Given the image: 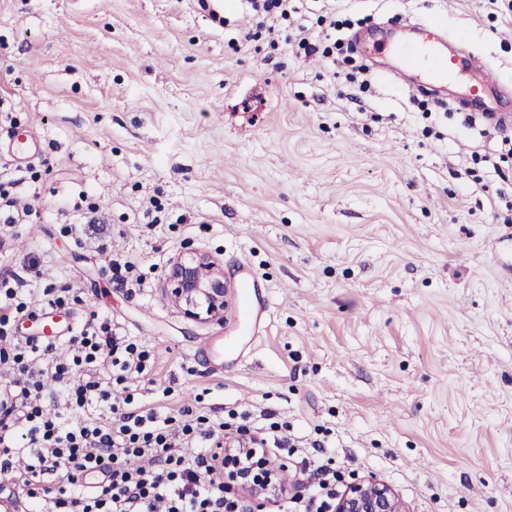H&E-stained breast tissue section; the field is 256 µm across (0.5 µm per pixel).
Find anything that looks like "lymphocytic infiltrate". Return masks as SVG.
I'll return each instance as SVG.
<instances>
[{
	"label": "lymphocytic infiltrate",
	"mask_w": 512,
	"mask_h": 512,
	"mask_svg": "<svg viewBox=\"0 0 512 512\" xmlns=\"http://www.w3.org/2000/svg\"><path fill=\"white\" fill-rule=\"evenodd\" d=\"M27 272L0 279V367L13 375L0 389V475L42 512H245L224 484L228 471L251 473V495L278 512L300 503L304 512H333L341 474L332 461L316 467L303 496L261 468L274 450L293 447L286 425L252 430L244 410L217 422L198 405L136 401L130 382L149 370L153 354L111 320L81 323L62 356L54 343L16 336L14 320L36 304L39 262ZM50 473L59 476L51 488ZM91 474L101 482L87 483Z\"/></svg>",
	"instance_id": "lymphocytic-infiltrate-1"
}]
</instances>
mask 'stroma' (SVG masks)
Returning a JSON list of instances; mask_svg holds the SVG:
<instances>
[{
    "mask_svg": "<svg viewBox=\"0 0 512 512\" xmlns=\"http://www.w3.org/2000/svg\"><path fill=\"white\" fill-rule=\"evenodd\" d=\"M0 0V161L17 208L0 276L70 286L62 323L111 319L152 351L168 407L203 397L247 407L309 447L280 453L306 487L330 429L343 481L373 476L410 512H512V15L507 0H300L297 26L231 45L257 22L223 0ZM357 35L447 28L502 87L420 93L369 59L367 92L347 68L287 44L318 16ZM36 134L34 172L9 160L16 127ZM101 231H78L89 204ZM104 233L108 251L97 250ZM221 259L223 323L188 320L165 293L184 245ZM131 261L141 286L117 287ZM266 305L239 315V266ZM210 349H203V342Z\"/></svg>",
    "mask_w": 512,
    "mask_h": 512,
    "instance_id": "obj_1",
    "label": "stroma"
}]
</instances>
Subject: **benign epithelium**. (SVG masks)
Returning <instances> with one entry per match:
<instances>
[{
    "label": "benign epithelium",
    "mask_w": 512,
    "mask_h": 512,
    "mask_svg": "<svg viewBox=\"0 0 512 512\" xmlns=\"http://www.w3.org/2000/svg\"><path fill=\"white\" fill-rule=\"evenodd\" d=\"M164 288L185 317L200 323L221 322L228 305L224 268L215 257L190 245L168 263ZM335 512H409L406 503L388 484L373 477L345 485Z\"/></svg>",
    "instance_id": "7a95c632"
}]
</instances>
